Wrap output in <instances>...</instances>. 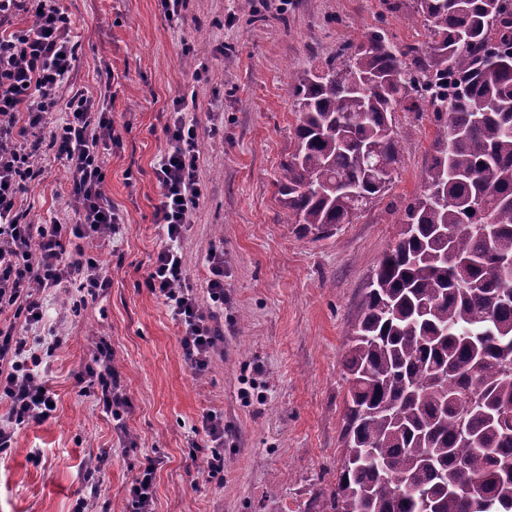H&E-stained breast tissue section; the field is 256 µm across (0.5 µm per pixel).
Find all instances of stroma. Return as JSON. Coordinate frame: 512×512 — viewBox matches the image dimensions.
I'll use <instances>...</instances> for the list:
<instances>
[{"label":"stroma","mask_w":512,"mask_h":512,"mask_svg":"<svg viewBox=\"0 0 512 512\" xmlns=\"http://www.w3.org/2000/svg\"><path fill=\"white\" fill-rule=\"evenodd\" d=\"M73 22L72 83L99 95L117 136L105 190L123 219L102 254L110 288L84 302L73 288L42 295L61 341L43 374L57 410L18 429L0 454V512H132L129 488L158 457L154 512H322L345 456L350 384L343 356L374 269L422 190L435 139L429 112H396L402 163L389 191L318 238L284 221L275 182L293 150L299 75L371 31L396 46L427 41L412 0H62ZM111 85H104V76ZM201 134L204 196L180 242L190 282L204 287L206 251L224 249V347L196 377L181 326L146 284L164 232L156 167L173 101ZM24 195L37 224L73 218L67 173L44 154ZM126 406L113 418L76 376L100 344ZM224 418V471L203 473V414Z\"/></svg>","instance_id":"35a3bbf8"}]
</instances>
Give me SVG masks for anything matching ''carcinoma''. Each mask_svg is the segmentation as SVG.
<instances>
[{
	"mask_svg": "<svg viewBox=\"0 0 512 512\" xmlns=\"http://www.w3.org/2000/svg\"><path fill=\"white\" fill-rule=\"evenodd\" d=\"M415 12L426 45L373 32L298 79L277 183L286 223L325 236L389 189L393 113L434 115L424 188L344 357L346 455L325 512H512V0Z\"/></svg>",
	"mask_w": 512,
	"mask_h": 512,
	"instance_id": "1",
	"label": "carcinoma"
}]
</instances>
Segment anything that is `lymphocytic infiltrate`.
<instances>
[{
  "mask_svg": "<svg viewBox=\"0 0 512 512\" xmlns=\"http://www.w3.org/2000/svg\"><path fill=\"white\" fill-rule=\"evenodd\" d=\"M31 24L19 28L20 15ZM72 22L60 0H0V398L8 403L0 415V449L11 447L18 428L51 417L53 394L41 371L42 354L55 342L36 333L43 323L42 293L76 286L94 297L109 288L102 260L82 249L67 250L75 239L107 240L119 231L121 218L104 191L102 155L114 138L106 101L84 91L68 90L75 69ZM167 126V149L156 168L161 202L156 216L166 240L147 273V284L182 326L180 347L196 376L213 361L212 305L224 301V252L210 247V276L205 294L187 283L179 247L203 197L199 174L200 145L196 122L185 120L184 99L174 102ZM62 121H55L56 112ZM55 148L69 175L74 221L34 224L18 201L40 170L43 145ZM100 362L86 365L78 384L99 386L100 400L117 413L123 398L112 387L108 348Z\"/></svg>",
  "mask_w": 512,
  "mask_h": 512,
  "instance_id": "lymphocytic-infiltrate-1",
  "label": "lymphocytic infiltrate"
}]
</instances>
